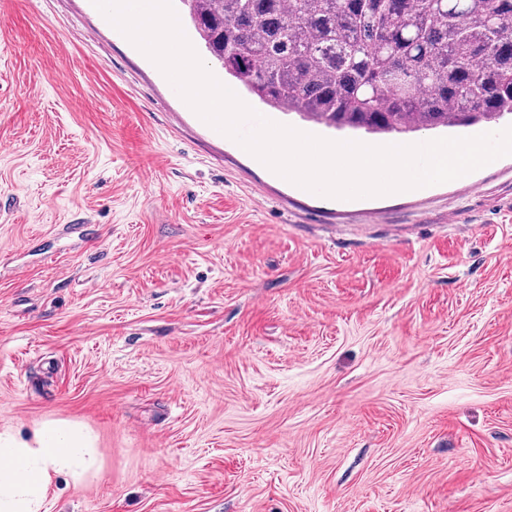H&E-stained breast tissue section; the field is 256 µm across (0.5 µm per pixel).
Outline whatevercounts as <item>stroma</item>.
Wrapping results in <instances>:
<instances>
[{
    "instance_id": "stroma-1",
    "label": "stroma",
    "mask_w": 512,
    "mask_h": 512,
    "mask_svg": "<svg viewBox=\"0 0 512 512\" xmlns=\"http://www.w3.org/2000/svg\"><path fill=\"white\" fill-rule=\"evenodd\" d=\"M43 512H512V156L330 199L88 0H0V432ZM94 464L91 438L72 423L46 421L30 439L0 433V512H41L55 475Z\"/></svg>"
}]
</instances>
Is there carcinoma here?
Instances as JSON below:
<instances>
[{
    "instance_id": "carcinoma-1",
    "label": "carcinoma",
    "mask_w": 512,
    "mask_h": 512,
    "mask_svg": "<svg viewBox=\"0 0 512 512\" xmlns=\"http://www.w3.org/2000/svg\"><path fill=\"white\" fill-rule=\"evenodd\" d=\"M262 103L367 134L512 115V0H180Z\"/></svg>"
}]
</instances>
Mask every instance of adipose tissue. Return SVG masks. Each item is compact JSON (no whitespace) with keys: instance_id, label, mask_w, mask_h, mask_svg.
<instances>
[{"instance_id":"adipose-tissue-1","label":"adipose tissue","mask_w":512,"mask_h":512,"mask_svg":"<svg viewBox=\"0 0 512 512\" xmlns=\"http://www.w3.org/2000/svg\"><path fill=\"white\" fill-rule=\"evenodd\" d=\"M94 464L91 438L72 423L46 421L28 439L0 433V512H42L56 475Z\"/></svg>"}]
</instances>
